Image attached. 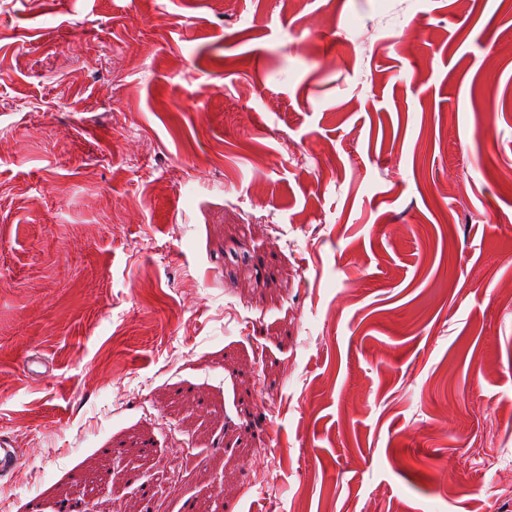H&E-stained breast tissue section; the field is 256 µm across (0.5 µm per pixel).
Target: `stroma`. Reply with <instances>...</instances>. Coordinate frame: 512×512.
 <instances>
[{
	"instance_id": "35a3bbf8",
	"label": "stroma",
	"mask_w": 512,
	"mask_h": 512,
	"mask_svg": "<svg viewBox=\"0 0 512 512\" xmlns=\"http://www.w3.org/2000/svg\"><path fill=\"white\" fill-rule=\"evenodd\" d=\"M509 289L512 0H0L5 512H512ZM22 457L13 439L7 435H0V480L12 475L21 466Z\"/></svg>"
}]
</instances>
